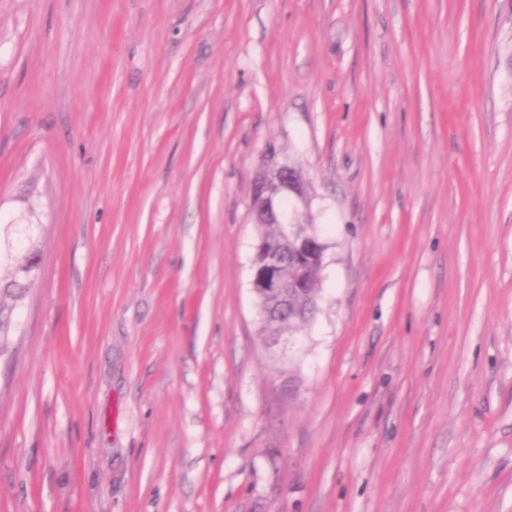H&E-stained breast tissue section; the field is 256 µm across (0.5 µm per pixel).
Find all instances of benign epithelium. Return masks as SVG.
<instances>
[{
	"instance_id": "benign-epithelium-1",
	"label": "benign epithelium",
	"mask_w": 512,
	"mask_h": 512,
	"mask_svg": "<svg viewBox=\"0 0 512 512\" xmlns=\"http://www.w3.org/2000/svg\"><path fill=\"white\" fill-rule=\"evenodd\" d=\"M309 201L310 184L303 171L269 147L265 166L254 175L250 189V211L282 228L280 244L259 242L253 264L251 288L260 311L268 316L288 314L289 301L307 291L311 272L323 261L318 244L297 217L298 207L308 208ZM283 254L295 265L290 280L281 274Z\"/></svg>"
}]
</instances>
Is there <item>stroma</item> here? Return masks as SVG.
Masks as SVG:
<instances>
[{
  "instance_id": "stroma-1",
  "label": "stroma",
  "mask_w": 512,
  "mask_h": 512,
  "mask_svg": "<svg viewBox=\"0 0 512 512\" xmlns=\"http://www.w3.org/2000/svg\"><path fill=\"white\" fill-rule=\"evenodd\" d=\"M301 167L276 346L249 187ZM0 512H512V0H0ZM3 232L5 233L4 237V243H5V256L7 261L13 265V271H12V280L10 284L7 285L6 288L0 289V352L4 351L8 348L9 343V329H10V316L9 311L10 307L8 304V300L16 301L19 297V293L14 290L13 284L17 285V279L21 277H26L30 274V276L36 271V269L31 268L29 273L25 276L21 269L25 266L27 263L29 256H27L25 253L21 255H14L12 251L10 250L9 244V228L3 229Z\"/></svg>"
}]
</instances>
